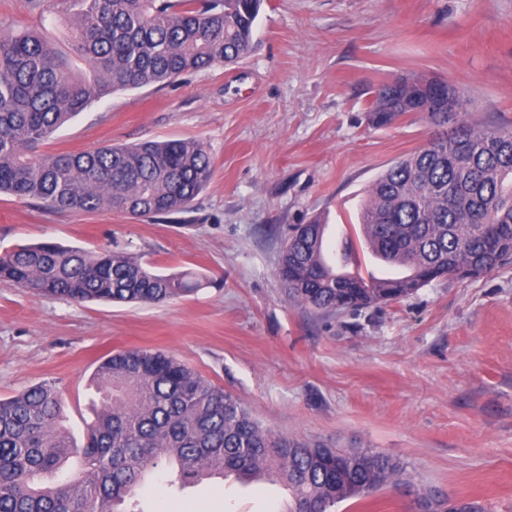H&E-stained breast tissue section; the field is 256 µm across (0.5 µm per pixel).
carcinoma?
I'll return each mask as SVG.
<instances>
[{"mask_svg": "<svg viewBox=\"0 0 512 512\" xmlns=\"http://www.w3.org/2000/svg\"><path fill=\"white\" fill-rule=\"evenodd\" d=\"M71 51L35 31L0 36V193L58 211L110 210L156 218L184 212L210 182L204 143L170 139L37 156L35 148L93 99L230 64L254 48L261 0H78ZM435 79L401 76L372 90L374 128L408 114L442 127L421 149L371 184L353 229L323 259L315 220L290 228L276 276L288 299L316 312L361 311L400 300L441 278H475L512 259V130L464 119L465 99ZM411 263L406 280L378 282L361 254ZM0 282L77 303L161 304L201 287L190 273L162 274L127 251L52 242L0 254ZM84 443L62 424V399L43 382L0 400V512H144L137 490L166 465L184 487L232 470L250 483L269 476L288 488L286 512H331L404 481L390 456L328 448L279 434L174 356L120 349L97 368Z\"/></svg>", "mask_w": 512, "mask_h": 512, "instance_id": "carcinoma-1", "label": "carcinoma"}]
</instances>
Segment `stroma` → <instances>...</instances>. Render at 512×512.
I'll return each instance as SVG.
<instances>
[{
	"label": "stroma",
	"instance_id": "1",
	"mask_svg": "<svg viewBox=\"0 0 512 512\" xmlns=\"http://www.w3.org/2000/svg\"><path fill=\"white\" fill-rule=\"evenodd\" d=\"M69 23L58 0H0V32L34 30L63 47ZM255 40L238 62L94 99L37 148L200 140L213 176L188 211H56L0 193V253L118 248L204 279L162 305L75 303L0 283V399L56 382L80 443L97 366L115 350H160L263 426L404 465V484L335 512H417L430 494L512 512V262L338 316L289 301L275 276L287 228L357 223L377 175L431 136L415 115L369 125L371 91L388 77L447 79L468 120L512 128V0H263ZM284 495L219 479L141 491L146 512H276Z\"/></svg>",
	"mask_w": 512,
	"mask_h": 512
}]
</instances>
